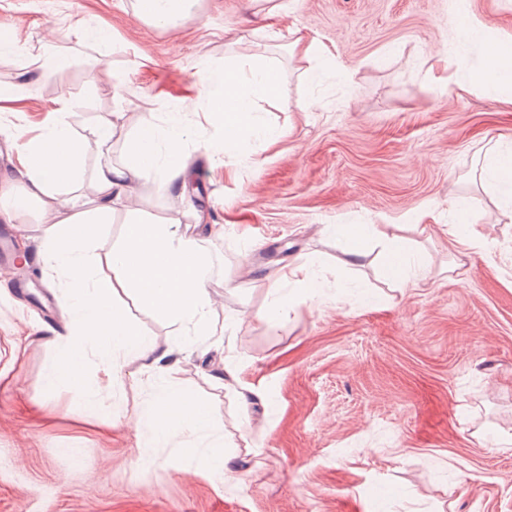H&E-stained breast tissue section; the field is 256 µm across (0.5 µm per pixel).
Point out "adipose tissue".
<instances>
[{"label": "adipose tissue", "mask_w": 512, "mask_h": 512, "mask_svg": "<svg viewBox=\"0 0 512 512\" xmlns=\"http://www.w3.org/2000/svg\"><path fill=\"white\" fill-rule=\"evenodd\" d=\"M194 4L195 0H148L135 13L144 23L168 30L190 17ZM276 70L262 57L245 65H200L192 106L167 103L162 119L140 120L127 142V162L98 163L89 175L80 165L86 139L69 121L76 108L70 97L56 101V118L37 139L22 142L26 181L19 190L0 194V218L44 205L60 194L73 205L89 203L88 209L71 214L66 225L56 228L43 255L47 269L62 282L61 301L72 314L64 361L79 366L92 351L113 371L129 356L165 359V352L140 329L115 314L112 296L120 288L135 289L162 315L205 326L211 308V259L203 240L178 235L172 226L144 219L138 206H128L123 239L107 256L112 276L91 281L86 271L93 242L102 226L111 223L114 201L132 194L134 180L160 175L172 183L180 177L181 157L190 139L187 111L204 113L214 129L210 147L223 156L225 166L241 163L236 147L244 140L259 135L266 144L278 142L282 131L259 125L256 119L258 101L284 93L283 83L271 79ZM484 173L512 209V147L496 145ZM142 417L150 431V448L166 446L177 437L214 434L210 409L168 385L157 387Z\"/></svg>", "instance_id": "adipose-tissue-1"}]
</instances>
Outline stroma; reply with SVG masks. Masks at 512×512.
Instances as JSON below:
<instances>
[{"label": "stroma", "mask_w": 512, "mask_h": 512, "mask_svg": "<svg viewBox=\"0 0 512 512\" xmlns=\"http://www.w3.org/2000/svg\"><path fill=\"white\" fill-rule=\"evenodd\" d=\"M281 2L271 19L266 0H199L161 31L135 17V0H0V30L22 51L0 58V83L27 81L45 28L74 58L0 102V192L24 183L16 131L38 136L60 96L75 100L80 134L112 119L119 164L131 110L193 100L200 62L259 55L286 79L282 99L258 104L286 134L270 147L240 142L243 166L225 167L210 126L195 127L182 168L203 205L158 176L135 185L154 222L204 239L212 261L206 331L133 289L113 295L174 355L168 375L135 357L121 389L93 357L72 375L59 359L70 314L57 278L34 260L28 279L0 283V512H512V450L486 438L512 431V220L473 181L491 141L512 144V71L471 84L456 65L479 71L491 46H512V0ZM88 17L113 43L82 42ZM474 20L487 35L462 38ZM293 29L328 60L316 80L288 47ZM62 217L54 202L16 214L11 241L45 249ZM342 224L392 225L428 282L388 280L370 238L361 265H348ZM302 266L317 297L285 283L296 301L270 325L271 280ZM342 282L361 302L337 303ZM165 380L219 422L237 466L223 482L207 471L205 439L141 455V413Z\"/></svg>", "instance_id": "35a3bbf8"}]
</instances>
